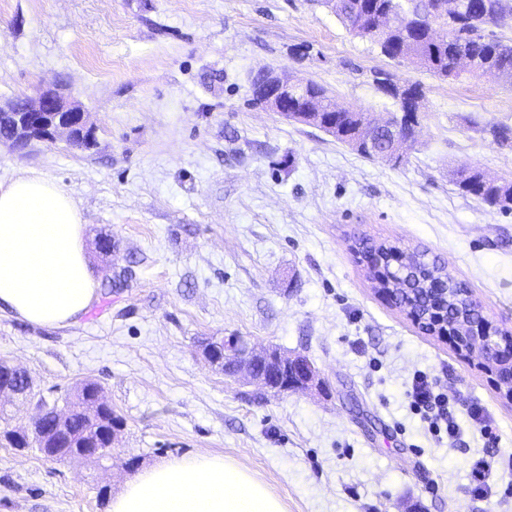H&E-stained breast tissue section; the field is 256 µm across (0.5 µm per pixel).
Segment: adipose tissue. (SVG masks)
I'll return each instance as SVG.
<instances>
[{
	"label": "adipose tissue",
	"instance_id": "ef3b65f1",
	"mask_svg": "<svg viewBox=\"0 0 512 512\" xmlns=\"http://www.w3.org/2000/svg\"><path fill=\"white\" fill-rule=\"evenodd\" d=\"M96 282L73 196L29 174L0 183V305L16 318L65 326L93 303ZM111 512H284L241 466L208 453L173 459L129 481Z\"/></svg>",
	"mask_w": 512,
	"mask_h": 512
}]
</instances>
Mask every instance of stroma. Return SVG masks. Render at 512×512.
Here are the masks:
<instances>
[{"mask_svg": "<svg viewBox=\"0 0 512 512\" xmlns=\"http://www.w3.org/2000/svg\"><path fill=\"white\" fill-rule=\"evenodd\" d=\"M267 70L377 119L397 104L376 72L420 82L407 163L256 107ZM53 88L89 113L94 145L0 141V182L34 172L73 195L97 298L67 326L1 310L0 361L51 403L98 383L124 427L106 466L0 443V512H110L101 486L119 493L196 453L246 468L285 512H512V401L477 358L376 294L350 249L359 236L427 249L512 333V211L463 197L449 175L512 178V148L489 133L512 128V86L393 61L316 0H0V100ZM212 336L305 356L320 383L273 393L216 371L201 347ZM417 371L483 405L497 441L462 413L460 440L432 436L408 406ZM486 449L502 479L483 498L469 473Z\"/></svg>", "mask_w": 512, "mask_h": 512, "instance_id": "1", "label": "stroma"}]
</instances>
